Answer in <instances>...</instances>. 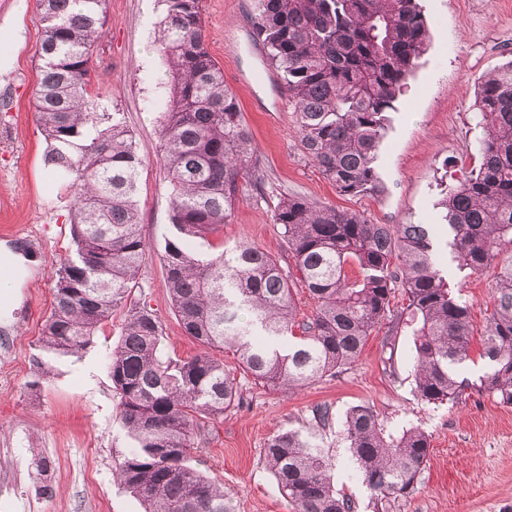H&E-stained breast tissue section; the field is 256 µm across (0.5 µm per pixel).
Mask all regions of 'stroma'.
<instances>
[{"mask_svg":"<svg viewBox=\"0 0 512 512\" xmlns=\"http://www.w3.org/2000/svg\"><path fill=\"white\" fill-rule=\"evenodd\" d=\"M0 0V38L16 32L9 68L0 73V245L41 240L40 268L20 300L0 292V512H142L138 499L113 478L135 446L118 417L109 357L124 315L115 311L80 354L59 357L40 343L53 299L51 274L73 250L69 188L45 165L46 142L34 108L42 22L38 0ZM430 44L392 121L376 162L383 190L342 197L302 154L294 104L282 81H269L265 50L252 37L253 0H203L208 48L224 71L250 130L266 175L263 193H246L223 229L196 240L204 255L245 239L293 268L273 211L279 198L301 196L364 213L377 224H435L443 184L464 179L474 164L479 134L475 95L484 75L512 59V0H421ZM109 21L92 56L89 93L100 111L120 112L144 161L139 209L149 250L135 302L163 324L170 357L199 350L176 319L159 254L174 232L170 186L160 158V122L168 102L165 60L156 44L161 0H107ZM449 282L471 307L472 361L461 377L486 370L481 335L493 296L495 268L471 276L449 269ZM245 402L207 421L204 440L187 463L222 481L236 512H296L260 459L271 435L300 427L313 406L328 404L337 419L318 433L336 458V487L356 512H374L355 479L340 419L366 404L395 428L416 426L430 439V454L415 491L391 512H512V405L489 394L433 406L414 390L410 337L394 345L375 333L359 361L336 376L294 394L255 386L242 377Z\"/></svg>","mask_w":512,"mask_h":512,"instance_id":"35a3bbf8","label":"stroma"}]
</instances>
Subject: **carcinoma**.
I'll return each mask as SVG.
<instances>
[{
    "label": "carcinoma",
    "mask_w": 512,
    "mask_h": 512,
    "mask_svg": "<svg viewBox=\"0 0 512 512\" xmlns=\"http://www.w3.org/2000/svg\"><path fill=\"white\" fill-rule=\"evenodd\" d=\"M161 51L169 100L161 159L175 236L160 263L184 332L200 346L163 356V328L145 304L128 302L148 245L137 201L142 166L121 112H98L88 87L91 58L107 24L105 0H40L43 37L34 107L46 161L73 190L74 254L52 273L42 347L85 349L124 308L110 374L119 417L136 442L115 476L145 512H235L224 484L187 464L201 420L243 406V387L217 351L230 349L254 384L286 395L355 364L377 326L386 340L411 336L414 382L429 405L466 391L512 405V60L481 81L476 98L478 163L441 191L451 261L470 276L497 269L482 333L487 370L459 379L470 359L471 308L436 262L434 225L375 224L365 214L285 196L274 209L297 275L247 240L203 257L192 242L224 226L243 187L265 174L234 93L203 34L202 0H162ZM253 34L295 106L304 156L345 197L381 191L376 161L391 117L430 40L419 0H254ZM355 265L359 276L349 277ZM407 304L390 310L395 286ZM314 301L296 320L295 289ZM303 428L262 445L261 460L297 512H354L333 484L335 458L316 442L333 424L316 405ZM341 440L355 478L385 508L409 497L428 460L418 427L391 430L368 405L351 407Z\"/></svg>",
    "instance_id": "obj_1"
}]
</instances>
